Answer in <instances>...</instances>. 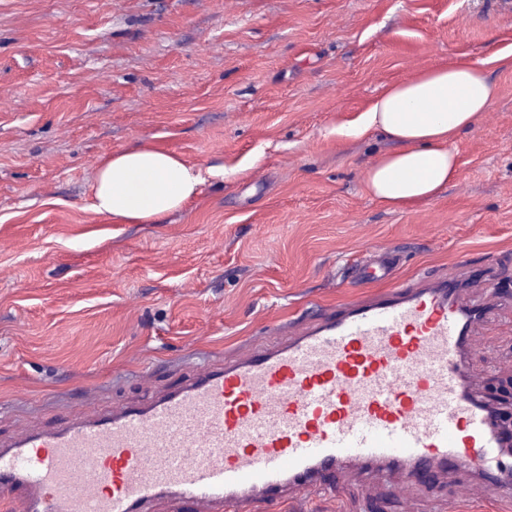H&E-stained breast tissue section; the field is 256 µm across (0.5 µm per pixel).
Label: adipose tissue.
I'll return each instance as SVG.
<instances>
[{
    "mask_svg": "<svg viewBox=\"0 0 512 512\" xmlns=\"http://www.w3.org/2000/svg\"><path fill=\"white\" fill-rule=\"evenodd\" d=\"M498 86L482 64L461 58L389 86L365 114V129L398 150L365 173L371 195L391 209L433 198L457 173L454 142L487 111ZM200 171L149 144L113 153L97 168L94 209L116 224H152L190 202Z\"/></svg>",
    "mask_w": 512,
    "mask_h": 512,
    "instance_id": "adipose-tissue-1",
    "label": "adipose tissue"
}]
</instances>
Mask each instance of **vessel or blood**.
Here are the masks:
<instances>
[{
  "instance_id": "obj_1",
  "label": "vessel or blood",
  "mask_w": 512,
  "mask_h": 512,
  "mask_svg": "<svg viewBox=\"0 0 512 512\" xmlns=\"http://www.w3.org/2000/svg\"><path fill=\"white\" fill-rule=\"evenodd\" d=\"M390 285L295 326L148 402L0 448L7 512H146L159 500L194 512H265L291 493L329 489L363 468L481 476L512 495L504 434L471 389L468 355L485 306L458 280L395 279L386 254L365 266Z\"/></svg>"
}]
</instances>
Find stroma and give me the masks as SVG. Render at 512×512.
<instances>
[{"label":"stroma","instance_id":"obj_1","mask_svg":"<svg viewBox=\"0 0 512 512\" xmlns=\"http://www.w3.org/2000/svg\"><path fill=\"white\" fill-rule=\"evenodd\" d=\"M512 0H0V444L186 384L197 359L260 347L272 325L385 289L396 274L490 283L509 303L471 356L512 412ZM499 94L456 140L455 179L391 210L358 134L387 87L460 56ZM145 142L198 168L155 224L93 207L100 162ZM278 512H512L469 474L414 486L352 471L339 495Z\"/></svg>","mask_w":512,"mask_h":512}]
</instances>
